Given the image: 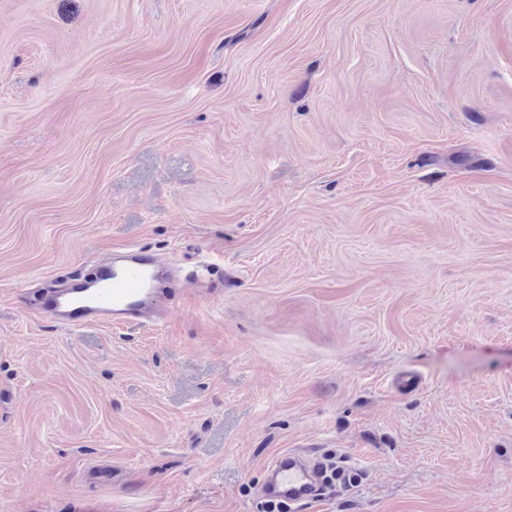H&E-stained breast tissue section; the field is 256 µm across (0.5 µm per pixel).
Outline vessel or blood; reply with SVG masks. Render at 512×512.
<instances>
[{
    "mask_svg": "<svg viewBox=\"0 0 512 512\" xmlns=\"http://www.w3.org/2000/svg\"><path fill=\"white\" fill-rule=\"evenodd\" d=\"M166 267L160 258L129 249L99 264L92 279L27 299L26 305L68 326L147 322L166 309L161 288ZM313 486L308 467L287 453L272 466L263 497L273 502H299L312 496Z\"/></svg>",
    "mask_w": 512,
    "mask_h": 512,
    "instance_id": "1",
    "label": "vessel or blood"
}]
</instances>
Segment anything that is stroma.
<instances>
[{
  "label": "stroma",
  "mask_w": 512,
  "mask_h": 512,
  "mask_svg": "<svg viewBox=\"0 0 512 512\" xmlns=\"http://www.w3.org/2000/svg\"><path fill=\"white\" fill-rule=\"evenodd\" d=\"M130 246L159 325L15 302ZM303 450L354 478L295 512H512V0H0V512Z\"/></svg>",
  "instance_id": "stroma-1"
}]
</instances>
